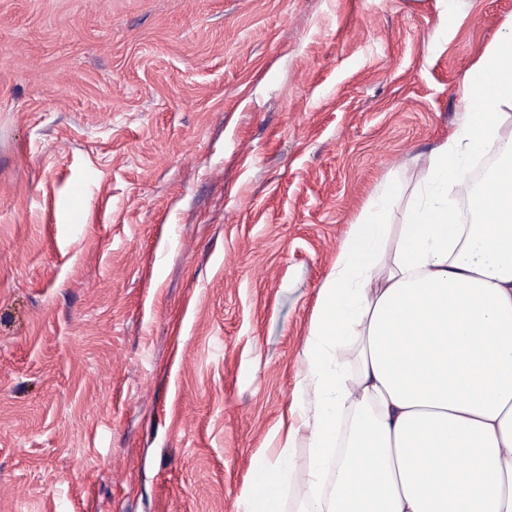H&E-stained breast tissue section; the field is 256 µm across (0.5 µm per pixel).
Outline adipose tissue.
<instances>
[{"label":"adipose tissue","instance_id":"1","mask_svg":"<svg viewBox=\"0 0 512 512\" xmlns=\"http://www.w3.org/2000/svg\"><path fill=\"white\" fill-rule=\"evenodd\" d=\"M512 22L474 66L482 111L434 149L399 243L387 251L386 196L360 213L320 285L304 346L314 392L296 430L260 459L245 512H512ZM498 152L494 214L448 190L472 158ZM355 351L346 373L339 351Z\"/></svg>","mask_w":512,"mask_h":512}]
</instances>
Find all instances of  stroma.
I'll return each instance as SVG.
<instances>
[{
    "instance_id": "35a3bbf8",
    "label": "stroma",
    "mask_w": 512,
    "mask_h": 512,
    "mask_svg": "<svg viewBox=\"0 0 512 512\" xmlns=\"http://www.w3.org/2000/svg\"><path fill=\"white\" fill-rule=\"evenodd\" d=\"M512 0H0V512H244L317 290L396 246Z\"/></svg>"
}]
</instances>
